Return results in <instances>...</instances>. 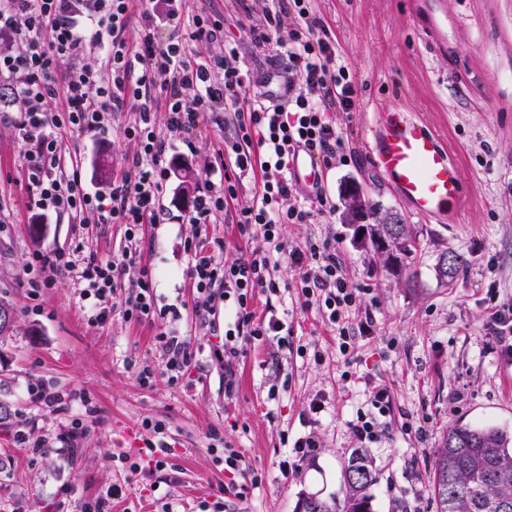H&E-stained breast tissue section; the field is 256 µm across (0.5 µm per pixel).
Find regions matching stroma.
Wrapping results in <instances>:
<instances>
[{"mask_svg":"<svg viewBox=\"0 0 512 512\" xmlns=\"http://www.w3.org/2000/svg\"><path fill=\"white\" fill-rule=\"evenodd\" d=\"M348 69L356 90L343 113L349 165L324 172L333 213L283 229L287 245L330 243L361 309L373 316L370 333L339 339L298 294L299 271L281 262L282 287L272 301L257 298V311L287 313L290 335L244 344L232 399L224 397V366L211 350L224 341V302L213 312L197 308L186 275L184 241L192 234L187 208L205 181L219 182L214 149L234 133L233 113L208 114L191 148H177L173 164L193 177L183 188L170 172L159 223L143 227V262L153 266V286L163 302L181 307L176 322L139 323L114 311L105 326L87 321L75 282L56 280L31 296L24 269L34 255L83 245L100 255L121 254L125 228L84 224L69 213L28 210L22 175L24 146L16 121L19 104L0 105V299L14 308L9 335L0 336V401L11 405L9 428L0 429V512H84L112 484L126 494L120 512H161L174 499L186 512L222 503L224 512H294L301 494L342 505L348 488L343 469L358 452L377 472L372 512L420 506L433 512L430 479L434 451L457 424L493 426L512 434V361L503 359L487 325L494 310L512 308V0H312ZM272 0H181V11L219 18L239 38L241 68L259 76L279 60L245 37ZM407 105L444 144L463 175L462 208L437 224L411 215L371 162L376 113ZM134 114L109 116L107 134L76 135L65 144L77 160L85 189L108 191L125 157L138 149L123 130ZM357 186L376 216L398 217L417 233L421 254L410 268L394 271L371 246L353 239L347 223L345 185ZM443 251L464 254L465 273L447 283L435 274ZM176 326L200 350L201 367L171 383L157 377L141 385L138 372L159 366L158 333ZM44 384L84 396L93 407L85 433L71 434L67 415L30 398ZM386 389L390 436L362 442L349 428L357 412H371L373 390ZM323 410L304 423L314 397ZM164 421L171 454L162 467L141 464L143 421ZM49 443L46 453L16 446L17 431ZM313 433L314 457L290 478L279 464L281 435ZM227 442L242 455L249 475L243 495L229 490L231 474L217 464ZM127 460H120V453Z\"/></svg>","mask_w":512,"mask_h":512,"instance_id":"stroma-1","label":"stroma"}]
</instances>
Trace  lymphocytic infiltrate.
<instances>
[{
  "label": "lymphocytic infiltrate",
  "mask_w": 512,
  "mask_h": 512,
  "mask_svg": "<svg viewBox=\"0 0 512 512\" xmlns=\"http://www.w3.org/2000/svg\"><path fill=\"white\" fill-rule=\"evenodd\" d=\"M158 0H0V79L10 98L22 102L17 122L25 146L23 176L32 190L30 205L43 211L92 216L98 224L125 227L121 255L103 257L80 250H59L36 255L25 273L32 292L51 287L57 278L75 279L87 320L107 322L112 312L149 322L155 317L179 320L177 305H159L152 287L153 269L141 261L143 225L157 223L159 202L166 184V138L191 144L209 112L224 107L233 111L234 137L225 139L214 156L224 171L221 185H205L188 213L193 236L186 244L187 275L196 290V304L211 310L213 288L223 285L224 310L231 318L223 347L211 357L224 365V395L232 397L235 367L245 343L280 335L287 321L273 309L257 314L256 297L278 294L275 270L288 257L299 270L305 305L317 306L347 339L349 318L360 301L348 287L336 253L329 244L287 248L282 227L307 224L312 217L333 213L335 205L323 188L294 197L290 161L298 149L321 158L324 164L346 165L343 138L334 115L353 105L355 90L346 66L320 34L322 24L311 0H277L262 23L250 26L254 47L288 59V85L282 95L250 92L254 79L239 65V41L225 35L219 19L204 14L168 15V30L160 32ZM293 13L292 28H284L282 12ZM141 24L135 39H128L132 18ZM223 41L224 52L211 56V42ZM101 50L110 79L82 65L55 78L58 59L84 57ZM164 109V130H157L154 114ZM124 109L135 114L123 133L136 140L138 151L125 158L112 179L108 196L86 191L79 172H65V136L99 135L108 129V115ZM259 184L248 202H241L244 177ZM233 210L240 238L254 241L247 258L218 265L226 239L212 229L214 215ZM138 266L137 289L121 295L124 276ZM161 370L146 366L139 373L142 385H152L156 373L169 381L184 378L199 364L198 348L184 334L163 331L155 338ZM371 412H360L352 423L361 440L379 443L389 436L385 417L390 408L386 390L370 395Z\"/></svg>",
  "instance_id": "lymphocytic-infiltrate-1"
}]
</instances>
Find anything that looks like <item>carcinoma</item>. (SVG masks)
<instances>
[{
  "mask_svg": "<svg viewBox=\"0 0 512 512\" xmlns=\"http://www.w3.org/2000/svg\"><path fill=\"white\" fill-rule=\"evenodd\" d=\"M373 247L389 253L401 266L416 253L418 241L408 225L396 236L387 224H366ZM362 472L346 479L350 492L342 512H371V487L376 482L366 455L348 461L345 472ZM436 512H512V437L492 426L458 425L436 449L431 469Z\"/></svg>",
  "mask_w": 512,
  "mask_h": 512,
  "instance_id": "1",
  "label": "carcinoma"
}]
</instances>
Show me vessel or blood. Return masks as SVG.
Here are the masks:
<instances>
[{
    "label": "vessel or blood",
    "instance_id": "vessel-or-blood-1",
    "mask_svg": "<svg viewBox=\"0 0 512 512\" xmlns=\"http://www.w3.org/2000/svg\"><path fill=\"white\" fill-rule=\"evenodd\" d=\"M372 156L412 213L440 220L461 204L460 169L449 161L447 149L427 125L413 120L401 105L377 113ZM292 170L308 184L322 177L316 159L307 152L295 156Z\"/></svg>",
    "mask_w": 512,
    "mask_h": 512
}]
</instances>
